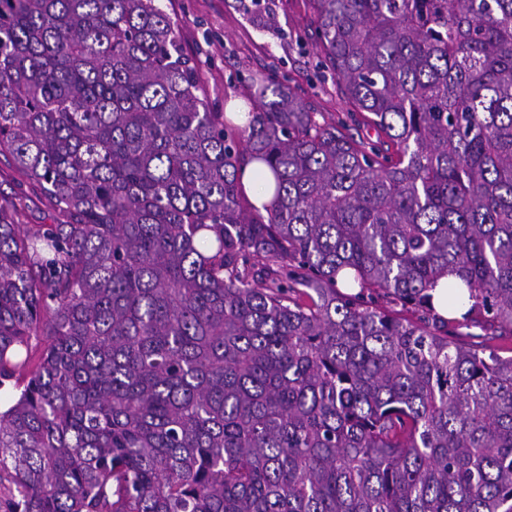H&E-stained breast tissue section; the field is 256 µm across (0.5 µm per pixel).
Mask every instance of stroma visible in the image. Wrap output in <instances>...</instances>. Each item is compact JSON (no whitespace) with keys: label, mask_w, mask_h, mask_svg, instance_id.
Returning a JSON list of instances; mask_svg holds the SVG:
<instances>
[{"label":"stroma","mask_w":512,"mask_h":512,"mask_svg":"<svg viewBox=\"0 0 512 512\" xmlns=\"http://www.w3.org/2000/svg\"><path fill=\"white\" fill-rule=\"evenodd\" d=\"M179 24L182 51L199 68L209 104L227 112L243 101L257 72L288 84L320 118L345 117L349 105L319 63L308 0H260L246 12L240 0H163Z\"/></svg>","instance_id":"1"}]
</instances>
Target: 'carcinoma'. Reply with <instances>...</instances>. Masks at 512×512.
Instances as JSON below:
<instances>
[{
	"mask_svg": "<svg viewBox=\"0 0 512 512\" xmlns=\"http://www.w3.org/2000/svg\"><path fill=\"white\" fill-rule=\"evenodd\" d=\"M309 3L374 140L224 119L158 0H0L54 214L0 190V512H512V355L450 333L512 336V0Z\"/></svg>",
	"mask_w": 512,
	"mask_h": 512,
	"instance_id": "1",
	"label": "carcinoma"
}]
</instances>
